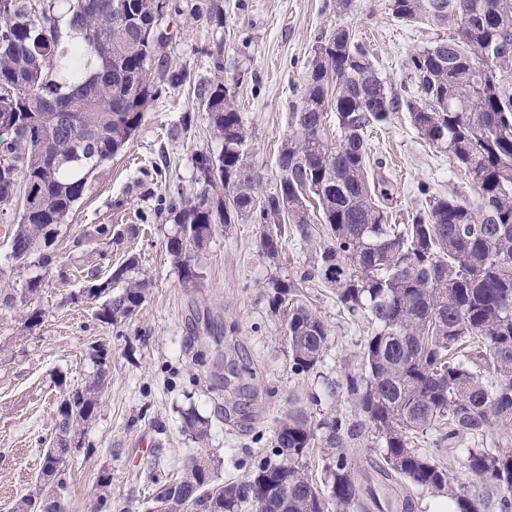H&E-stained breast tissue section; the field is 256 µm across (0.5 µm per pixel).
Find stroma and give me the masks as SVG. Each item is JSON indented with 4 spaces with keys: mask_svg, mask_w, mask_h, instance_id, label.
<instances>
[{
    "mask_svg": "<svg viewBox=\"0 0 512 512\" xmlns=\"http://www.w3.org/2000/svg\"><path fill=\"white\" fill-rule=\"evenodd\" d=\"M200 2L171 0L163 20L170 39L154 68L155 95L142 125L74 206L49 249L51 264L33 258L17 270L0 223V512H14L34 490L56 407L101 366L99 349L107 354L109 387L70 462L67 512H93L100 474L112 478V512H147L155 480L176 475L189 456L209 460L214 482L237 480L269 455L288 411L303 410L315 421L356 415L341 384L359 367L369 325L350 319L331 289L300 280L327 238L324 225L316 224L307 242L289 232L274 260L261 251L259 225H216L196 257L202 278L187 283L165 247L176 226L160 201L195 191L196 155L220 149L194 94L196 84L214 76L210 51L224 52V83L249 134L248 159L269 191L321 38L351 29L397 90L408 80V54L450 29L398 22L388 0H352L344 11L336 0H216L224 12L219 24L198 15ZM178 73L185 82H175ZM366 138L371 160L392 184V223H408L424 205L422 182L477 203L447 152L421 138L407 112L392 113ZM131 258L133 277L149 283L146 299L132 317L103 323L95 317L98 300L85 292L87 277L108 279ZM34 277L42 286L33 301H23ZM276 280L291 286L279 302ZM302 302L330 336L317 369L298 374L284 330ZM32 307L42 317L29 325ZM191 408L210 422L205 440L184 425L182 414Z\"/></svg>",
    "mask_w": 512,
    "mask_h": 512,
    "instance_id": "35a3bbf8",
    "label": "stroma"
}]
</instances>
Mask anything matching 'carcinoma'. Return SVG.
<instances>
[{
    "mask_svg": "<svg viewBox=\"0 0 512 512\" xmlns=\"http://www.w3.org/2000/svg\"><path fill=\"white\" fill-rule=\"evenodd\" d=\"M144 0H0V214L15 211L7 237L10 258L23 268L57 238L60 226L88 190L95 172L119 154L144 119L154 95L152 72L169 36L151 35L154 15ZM399 21L436 27L454 22L453 35L407 56L416 86L402 97L388 88L368 53L346 28L320 41L304 94L293 112L294 131L278 150V181L259 189L244 150L248 134L235 96L224 85L223 51L215 78L197 97L211 120L219 152L196 158L202 186L169 199L177 230L167 252L183 279L201 278L189 253L201 250L217 224H273L260 247L275 259L285 226L303 241L312 237L310 208L319 210L328 241L303 282H321L351 317L368 315L360 369L345 375L357 417L313 423L292 410L274 433L273 458H261L250 475L215 485L208 462L185 461L182 475L155 481L153 502H174L196 512L212 499L223 512L263 504V512H326V498L299 460L320 443L336 450L329 468L336 512H415L413 489L446 494L453 512H488L479 489L495 488L501 512H512V0H389ZM406 111L419 134L448 152L473 183L480 204L436 195L421 183L429 208L404 226L389 223L388 180L371 173L368 128ZM336 116L328 142L325 123ZM53 156L52 168L39 161ZM32 206L14 210L24 191ZM116 270L98 289L107 294L99 318L114 324L143 304L147 282ZM292 370L308 373L322 361L330 330L303 305L286 327ZM100 368L66 394L58 407L56 436L43 459L54 463L44 481L21 498L15 512H64L70 494L71 442L96 420L108 387L105 353ZM185 425L200 441L208 422L194 413ZM499 430L503 442L481 441L464 453L468 484L457 483L435 456L464 434ZM368 432L380 457L370 466L400 486L382 501L376 487L358 483L346 448ZM429 440L432 450L417 446ZM112 479H97L96 512H112Z\"/></svg>",
    "mask_w": 512,
    "mask_h": 512,
    "instance_id": "obj_1",
    "label": "carcinoma"
}]
</instances>
